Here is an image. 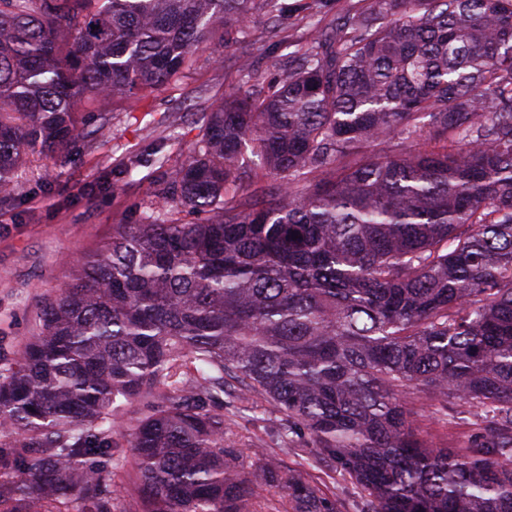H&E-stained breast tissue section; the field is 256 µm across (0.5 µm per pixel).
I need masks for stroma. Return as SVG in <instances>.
Segmentation results:
<instances>
[{
	"label": "stroma",
	"instance_id": "stroma-1",
	"mask_svg": "<svg viewBox=\"0 0 512 512\" xmlns=\"http://www.w3.org/2000/svg\"><path fill=\"white\" fill-rule=\"evenodd\" d=\"M286 8L277 34H270L264 14H256L242 42L245 57L235 56L215 39L196 50L188 67L168 87L142 89L110 100L112 131L86 138L77 153L49 167L31 159L23 173L14 205L0 209V356L13 358L36 331V316L72 276L71 264L95 251L116 224L138 223L166 187L172 168L185 163L198 137L197 113L220 103L238 89L241 61L252 63L257 78L253 92L286 72L297 52L313 38L307 22L317 12L322 24L336 16V0H282ZM163 145L170 161L159 168L151 160ZM142 163L132 178L120 169L129 156ZM226 442L241 450L244 464H265L297 471L330 498L343 502V512H357V496L342 474H328L314 461L285 448L277 415L260 400H225ZM422 434L434 445L466 451L479 428L471 415L448 404L447 421L415 403Z\"/></svg>",
	"mask_w": 512,
	"mask_h": 512
}]
</instances>
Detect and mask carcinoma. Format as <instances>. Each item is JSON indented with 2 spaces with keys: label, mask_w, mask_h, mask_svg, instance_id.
<instances>
[{
  "label": "carcinoma",
  "mask_w": 512,
  "mask_h": 512,
  "mask_svg": "<svg viewBox=\"0 0 512 512\" xmlns=\"http://www.w3.org/2000/svg\"><path fill=\"white\" fill-rule=\"evenodd\" d=\"M255 2L0 0V207L30 157L79 146L78 103L167 86ZM253 76L0 365V512H259L263 485L289 512H342L298 474L233 463L211 409L230 378L361 512H512V0H362L266 95ZM248 152L275 182L239 195ZM450 398L479 418L465 453L409 409L446 420Z\"/></svg>",
  "instance_id": "1"
}]
</instances>
